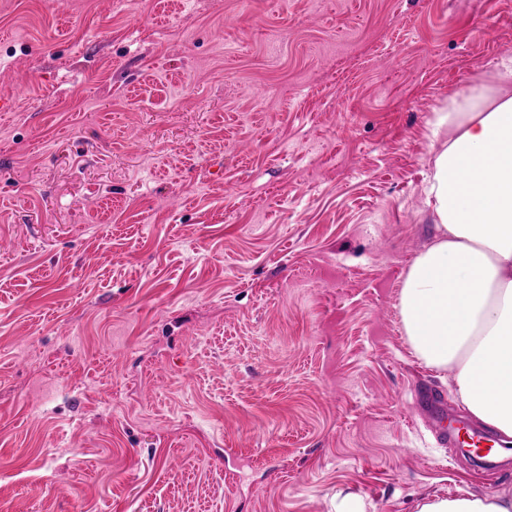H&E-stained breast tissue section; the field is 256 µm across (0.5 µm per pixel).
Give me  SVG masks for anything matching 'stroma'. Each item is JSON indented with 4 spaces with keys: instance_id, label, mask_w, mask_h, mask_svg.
Instances as JSON below:
<instances>
[{
    "instance_id": "stroma-1",
    "label": "stroma",
    "mask_w": 512,
    "mask_h": 512,
    "mask_svg": "<svg viewBox=\"0 0 512 512\" xmlns=\"http://www.w3.org/2000/svg\"><path fill=\"white\" fill-rule=\"evenodd\" d=\"M505 55L512 0H0V512L512 493L399 304Z\"/></svg>"
}]
</instances>
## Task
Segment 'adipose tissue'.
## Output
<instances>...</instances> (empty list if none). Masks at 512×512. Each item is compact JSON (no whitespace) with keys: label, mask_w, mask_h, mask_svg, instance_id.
<instances>
[{"label":"adipose tissue","mask_w":512,"mask_h":512,"mask_svg":"<svg viewBox=\"0 0 512 512\" xmlns=\"http://www.w3.org/2000/svg\"><path fill=\"white\" fill-rule=\"evenodd\" d=\"M430 126L437 235L405 271L404 331L426 367L454 369L472 416L512 437V57ZM417 512H512V497L435 496Z\"/></svg>","instance_id":"adipose-tissue-1"}]
</instances>
